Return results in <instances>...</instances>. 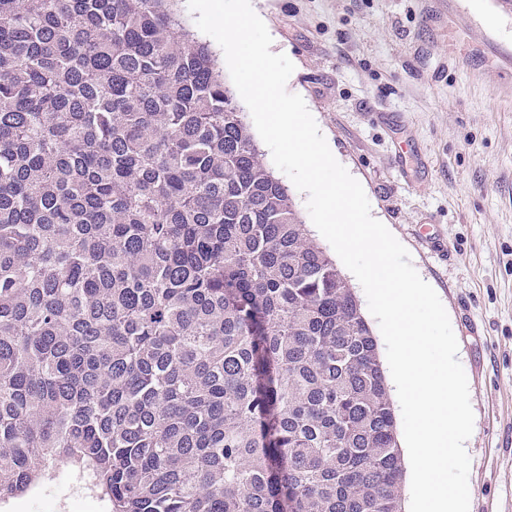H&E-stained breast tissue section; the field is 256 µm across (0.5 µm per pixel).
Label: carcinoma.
<instances>
[{"label":"carcinoma","instance_id":"1","mask_svg":"<svg viewBox=\"0 0 512 512\" xmlns=\"http://www.w3.org/2000/svg\"><path fill=\"white\" fill-rule=\"evenodd\" d=\"M179 0H0V501L404 512L371 327ZM78 495L87 497L80 503L82 508L90 512H106L104 504L96 496L83 490L69 472L61 469L52 472L37 489L0 503V512H42L38 504L46 499V509L57 505V511L71 512L72 504L77 502Z\"/></svg>","mask_w":512,"mask_h":512}]
</instances>
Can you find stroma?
I'll return each instance as SVG.
<instances>
[{"mask_svg": "<svg viewBox=\"0 0 512 512\" xmlns=\"http://www.w3.org/2000/svg\"><path fill=\"white\" fill-rule=\"evenodd\" d=\"M371 214L441 299L467 376L470 512H512V13L497 0H251ZM105 512L67 471L0 512Z\"/></svg>", "mask_w": 512, "mask_h": 512, "instance_id": "1", "label": "stroma"}]
</instances>
